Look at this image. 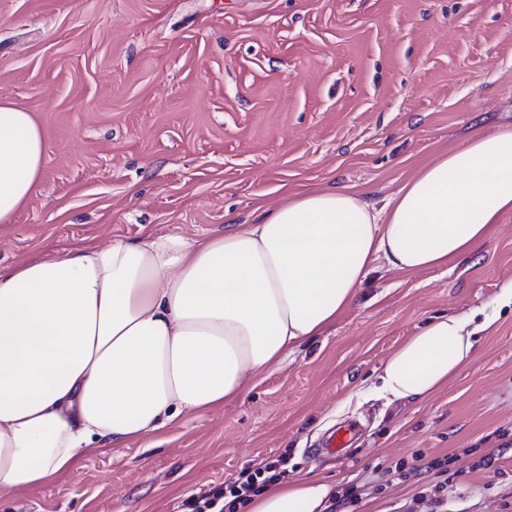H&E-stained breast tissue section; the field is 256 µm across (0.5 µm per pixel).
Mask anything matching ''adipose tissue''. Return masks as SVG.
<instances>
[{
    "mask_svg": "<svg viewBox=\"0 0 512 512\" xmlns=\"http://www.w3.org/2000/svg\"><path fill=\"white\" fill-rule=\"evenodd\" d=\"M47 139L0 100V224L42 176ZM512 212V130L463 140L382 207L346 189L288 197L249 224L190 239L113 238L0 269V496L51 483L89 454L238 398L335 324L384 259L439 268ZM461 315L431 317L381 366L389 401L430 398L472 357ZM318 479L264 487L246 512H323Z\"/></svg>",
    "mask_w": 512,
    "mask_h": 512,
    "instance_id": "1",
    "label": "adipose tissue"
}]
</instances>
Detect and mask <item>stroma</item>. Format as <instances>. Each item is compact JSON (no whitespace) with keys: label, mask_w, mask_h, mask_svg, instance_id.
Here are the masks:
<instances>
[{"label":"stroma","mask_w":512,"mask_h":512,"mask_svg":"<svg viewBox=\"0 0 512 512\" xmlns=\"http://www.w3.org/2000/svg\"><path fill=\"white\" fill-rule=\"evenodd\" d=\"M48 142L37 191L0 224V268L148 232L201 237L291 194L348 188L383 205L464 138L512 128V0H0V100ZM512 212L447 267L373 263L322 336L236 400L81 458L0 512H181L267 459L359 499L335 512H512ZM479 334L422 402L367 398L427 319ZM356 420L345 458L325 436ZM451 456L447 476L416 457ZM404 462L405 478L376 472Z\"/></svg>","instance_id":"stroma-1"}]
</instances>
